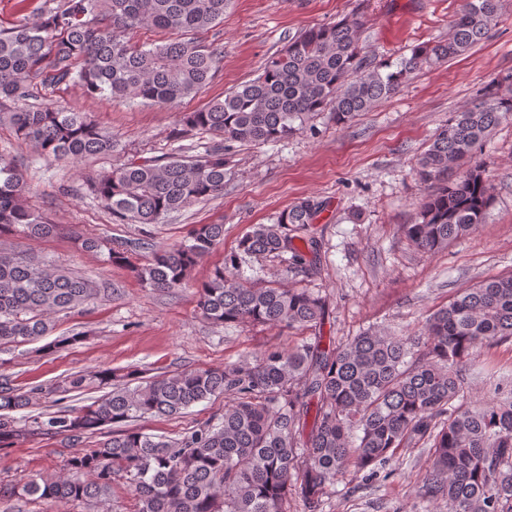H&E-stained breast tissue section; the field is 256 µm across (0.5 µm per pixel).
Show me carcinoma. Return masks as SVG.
<instances>
[{
  "label": "carcinoma",
  "mask_w": 512,
  "mask_h": 512,
  "mask_svg": "<svg viewBox=\"0 0 512 512\" xmlns=\"http://www.w3.org/2000/svg\"><path fill=\"white\" fill-rule=\"evenodd\" d=\"M230 0H57L35 22L0 29V112L42 159L109 154L112 134L82 112L26 107L36 85L78 82L90 96L169 105L213 77L221 52L195 34L224 21ZM502 0H464L448 38L415 46L396 63L361 54L362 23L342 19L304 30L271 57L256 79L205 108L183 113L189 129L222 142L195 157L130 161L90 185L118 224H158L173 212L224 195L228 143L277 142L329 110L339 126L395 94L414 71L447 62L486 40ZM153 27L179 35L161 45L132 46L121 33ZM512 119V96L488 86L473 105L453 112L415 168L430 189L412 224L399 225L417 250L434 254L483 223L490 206L478 149ZM15 161L0 155V231L46 238L59 227L30 209ZM322 203L295 201L270 224H256L224 254L198 290L200 315L216 326L261 324L313 331L292 347L270 346L222 368L183 370L144 380L128 368L75 373L50 387L23 391L0 373V448L38 435H62L93 447L69 457L63 472L0 487V496L87 505L120 482L134 512H323L336 484L376 474L405 448L428 450L420 497L448 512H512V386L502 400L474 404L462 368L478 347L512 338V271L463 288L429 314L421 328L395 335L368 329L329 341L317 333L326 299L308 288L259 284L241 277L248 258H279L297 273L313 262L290 230L306 231ZM224 240V225L195 224L186 240L130 263L128 245L112 261L146 288L189 287L196 263ZM88 280L20 252L0 251V343L52 333L54 316L98 295ZM112 391L90 405L17 418L37 395L82 392L93 382ZM235 395L219 422L176 438L133 425L146 415L183 414L193 405Z\"/></svg>",
  "instance_id": "cac0c4a2"
}]
</instances>
